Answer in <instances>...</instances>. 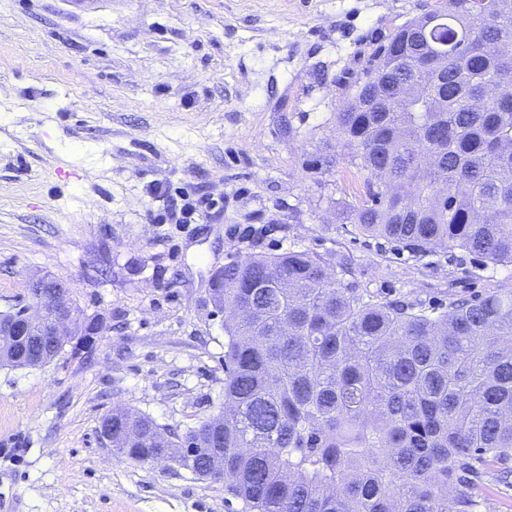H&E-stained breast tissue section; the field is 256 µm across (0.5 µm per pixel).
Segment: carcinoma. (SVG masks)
I'll list each match as a JSON object with an SVG mask.
<instances>
[{"mask_svg":"<svg viewBox=\"0 0 512 512\" xmlns=\"http://www.w3.org/2000/svg\"><path fill=\"white\" fill-rule=\"evenodd\" d=\"M376 50L336 131L367 172L351 209L367 237L512 264V0H442ZM435 49V70L417 61ZM214 298L224 322V418L169 435L128 412L127 456L224 449L226 502L243 512H476L481 468L512 459V291L443 312L383 301L306 251L238 258Z\"/></svg>","mask_w":512,"mask_h":512,"instance_id":"cac0c4a2","label":"carcinoma"}]
</instances>
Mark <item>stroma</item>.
Here are the masks:
<instances>
[{
	"label": "stroma",
	"mask_w": 512,
	"mask_h": 512,
	"mask_svg": "<svg viewBox=\"0 0 512 512\" xmlns=\"http://www.w3.org/2000/svg\"><path fill=\"white\" fill-rule=\"evenodd\" d=\"M436 0H0V312L51 274L107 328L85 357L0 366V512H242L224 485L103 441L129 408L184 434L224 404L233 259L324 257L353 287L447 307L512 265L419 256L346 218L365 172L336 114L374 50ZM222 199L157 224L163 190Z\"/></svg>",
	"instance_id": "obj_1"
}]
</instances>
